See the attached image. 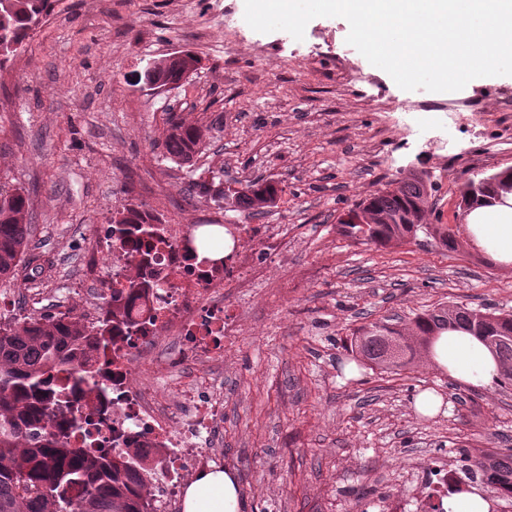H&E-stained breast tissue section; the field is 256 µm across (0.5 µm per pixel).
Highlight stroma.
Instances as JSON below:
<instances>
[{
    "label": "stroma",
    "instance_id": "obj_1",
    "mask_svg": "<svg viewBox=\"0 0 512 512\" xmlns=\"http://www.w3.org/2000/svg\"><path fill=\"white\" fill-rule=\"evenodd\" d=\"M244 0H56L25 50L0 66V192L30 200L29 246L53 263L37 278L0 280V320L81 315L88 262L113 213L144 205L168 224H284L288 247L269 256L263 286L232 311L204 374L224 396L217 446L239 485V512H361L406 494L400 475L461 453L491 454L512 440V388L472 390L425 356L392 371L352 363L350 337L370 321L442 304L512 312V270L483 263L466 241L450 252L418 236L356 244L337 229L353 204L415 171L428 173L441 223L456 224L463 183L512 168V76L481 77L456 92L406 91L347 44L348 22L318 17L303 40L224 29ZM238 41L236 53L226 43ZM189 51L199 70L155 92L147 61ZM447 104L426 134L412 133L423 97ZM208 132L193 162L163 149L170 121ZM274 180L275 207L251 216L192 189L199 177ZM433 389L451 403L426 417L414 400Z\"/></svg>",
    "mask_w": 512,
    "mask_h": 512
}]
</instances>
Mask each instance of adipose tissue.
I'll list each match as a JSON object with an SVG mask.
<instances>
[{"label": "adipose tissue", "mask_w": 512, "mask_h": 512, "mask_svg": "<svg viewBox=\"0 0 512 512\" xmlns=\"http://www.w3.org/2000/svg\"><path fill=\"white\" fill-rule=\"evenodd\" d=\"M466 236L501 268L512 269V191L501 192L496 203L474 207L467 216ZM429 358L436 368L475 389L490 388L500 377L492 351L462 331L439 336ZM182 512H239L233 474L221 469L197 474L184 491Z\"/></svg>", "instance_id": "obj_1"}]
</instances>
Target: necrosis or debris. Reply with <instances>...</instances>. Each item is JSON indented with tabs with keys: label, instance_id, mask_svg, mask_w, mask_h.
<instances>
[{
	"label": "necrosis or debris",
	"instance_id": "1",
	"mask_svg": "<svg viewBox=\"0 0 512 512\" xmlns=\"http://www.w3.org/2000/svg\"><path fill=\"white\" fill-rule=\"evenodd\" d=\"M233 241L216 273L197 268L184 249L193 233L190 224H162L159 243L151 252L159 285L130 310V328L116 333L111 349L99 352L95 376L80 381L69 376L62 388H78V402L89 416L81 432L72 434L75 448H109L113 434L143 447L160 459L163 477L154 492L156 512H169L183 485L186 468H204L218 462L212 447L213 428L224 415L220 394L202 390L182 378H167L160 364L193 362L207 366L224 349L225 337L235 335L233 315L224 308L225 289L249 296L259 285L258 255L246 240L262 238L268 250L279 251L288 233L284 224H229ZM97 251L110 257L107 271L113 286H122L139 258L136 244L104 236ZM408 482L417 494L410 505L378 501V512H429L433 495H447L448 470L443 465L413 469Z\"/></svg>",
	"mask_w": 512,
	"mask_h": 512
}]
</instances>
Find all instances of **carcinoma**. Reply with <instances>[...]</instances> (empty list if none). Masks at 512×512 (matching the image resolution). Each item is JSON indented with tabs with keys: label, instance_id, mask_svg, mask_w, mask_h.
I'll list each match as a JSON object with an SVG mask.
<instances>
[{
	"label": "carcinoma",
	"instance_id": "cac0c4a2",
	"mask_svg": "<svg viewBox=\"0 0 512 512\" xmlns=\"http://www.w3.org/2000/svg\"><path fill=\"white\" fill-rule=\"evenodd\" d=\"M53 0H9L0 4V66L23 49ZM203 127L182 123L164 138L176 162L187 160L202 142ZM506 173L468 179L460 190L467 209L488 205L499 191L512 188ZM281 188L268 180L247 183L231 205L253 215L276 206ZM434 184L415 173L392 190L356 203L338 218L343 236L364 244L386 245L417 238L422 232L450 251L455 233L446 224L424 223ZM127 227L116 233L137 236L144 248L128 281L140 288H109L105 309L89 325L71 314L29 317L23 322L0 321V512H150L149 484L162 475L160 463L127 447L114 452L88 453L71 448L57 430L54 379L61 373H89L98 349L109 346L108 336L127 321L131 305L156 287L149 271L153 226L149 210L123 208ZM29 198L20 192L0 194V278H35L45 272L41 255L28 247ZM460 330L478 337L497 356L500 384L512 386V314L489 308L443 305L416 315L407 327L391 320L372 322L352 333L351 353L382 371L414 360L428 343L446 331ZM491 487L496 498L512 503V448L474 458L461 454L448 482V493L469 491L474 484Z\"/></svg>",
	"mask_w": 512,
	"mask_h": 512
}]
</instances>
